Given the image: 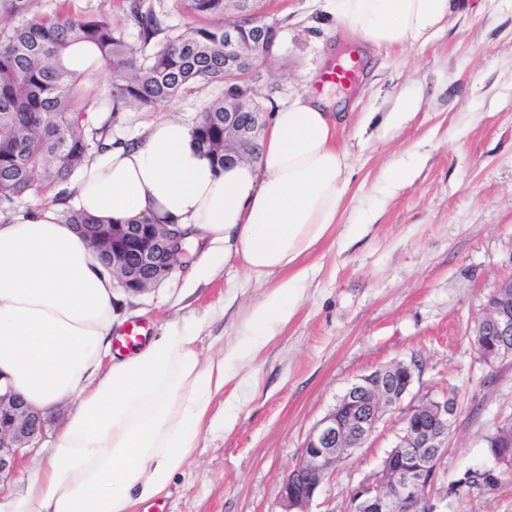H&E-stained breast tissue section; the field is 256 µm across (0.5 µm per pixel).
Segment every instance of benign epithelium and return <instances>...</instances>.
<instances>
[{"mask_svg": "<svg viewBox=\"0 0 512 512\" xmlns=\"http://www.w3.org/2000/svg\"><path fill=\"white\" fill-rule=\"evenodd\" d=\"M276 23L244 10L224 23V70L251 63L273 49L269 38ZM262 113L240 112L236 101L224 106V162L257 156ZM90 249L112 269L124 291L137 294L166 279L188 253L187 232L176 224H82ZM478 335L496 336L490 347L476 343L493 366L512 360V277L488 300ZM418 367L398 361L358 378L309 431L300 461L281 483V512H310L324 481L336 467L364 447L378 425L400 409L410 394ZM455 405L448 399L421 400L401 418L397 441L379 471L353 490L349 512H438L441 463L448 448V426ZM45 435L42 413L28 406L11 386L0 387V479L9 478L28 448Z\"/></svg>", "mask_w": 512, "mask_h": 512, "instance_id": "benign-epithelium-1", "label": "benign epithelium"}]
</instances>
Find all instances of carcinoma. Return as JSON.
Masks as SVG:
<instances>
[{"label":"carcinoma","instance_id":"carcinoma-1","mask_svg":"<svg viewBox=\"0 0 512 512\" xmlns=\"http://www.w3.org/2000/svg\"><path fill=\"white\" fill-rule=\"evenodd\" d=\"M184 8L200 18H226L225 0H182ZM130 14L138 27L139 43L129 41L112 20L100 15L60 13L50 21L18 20L0 38V207H9L32 190L38 179L62 182L93 155L112 149V124L130 105L155 110L173 100L185 86L196 82H224V24L195 27L167 35L163 19L146 0H130ZM77 51L93 55L104 67L108 94L104 99L81 95V74L69 65ZM228 95L242 98L246 112L263 108L243 85L232 84ZM91 110L105 113L97 124ZM224 97L204 110L194 126L198 145L213 163L224 168V151L206 142L224 135ZM68 224H99L101 220L62 211ZM512 468L501 466L468 475L449 487L482 482L495 485Z\"/></svg>","mask_w":512,"mask_h":512}]
</instances>
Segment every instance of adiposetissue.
Here are the masks:
<instances>
[{
  "label": "adipose tissue",
  "instance_id": "adipose-tissue-1",
  "mask_svg": "<svg viewBox=\"0 0 512 512\" xmlns=\"http://www.w3.org/2000/svg\"><path fill=\"white\" fill-rule=\"evenodd\" d=\"M452 0H336L335 18L374 47L415 48L447 21ZM338 119L297 94L270 114L257 160L217 169L193 129L151 122L136 141L83 165L66 185L73 210L107 222L191 229L211 276L229 259L271 289L251 305L229 352L203 358L172 330L114 363L112 274L60 209L42 204L0 224V380L32 407L77 403L50 461L29 472L6 512H134L164 493L196 448L229 363L255 360L293 317L304 260L336 228L351 166Z\"/></svg>",
  "mask_w": 512,
  "mask_h": 512
}]
</instances>
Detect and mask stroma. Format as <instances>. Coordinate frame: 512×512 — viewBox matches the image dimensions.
<instances>
[{
    "mask_svg": "<svg viewBox=\"0 0 512 512\" xmlns=\"http://www.w3.org/2000/svg\"><path fill=\"white\" fill-rule=\"evenodd\" d=\"M22 17L105 15L136 38L129 0H22ZM332 0H262L279 23L274 58L252 82L265 110L300 91L315 92L343 36H332ZM347 87L348 122L338 140L353 176L334 232L306 259L294 316L249 367L234 372L212 400L197 447L162 494L168 512H281L280 485L299 461L306 435L362 375L419 359L412 399L452 400L441 484L492 465L487 438L512 419V363L486 364L474 328L499 283L512 276V0H455L444 29L426 46L369 48ZM223 90L186 86L156 110L120 113L112 135L136 140L161 118L194 125ZM404 95L420 97L398 127L363 126L369 112L390 111ZM422 163L409 182L387 171L413 152ZM202 251L160 284L137 294L114 291L118 329L146 325L149 336L192 328L203 357L218 355L243 332V312L265 285L228 262L207 279L194 275ZM73 402L46 412L47 432L0 484V505L30 470L46 464ZM237 419L224 425L225 408ZM401 428L389 414L372 438L326 480L312 512H348L352 491L376 472ZM440 512H512V477L494 487L449 495Z\"/></svg>",
    "mask_w": 512,
    "mask_h": 512,
    "instance_id": "35a3bbf8",
    "label": "stroma"
}]
</instances>
